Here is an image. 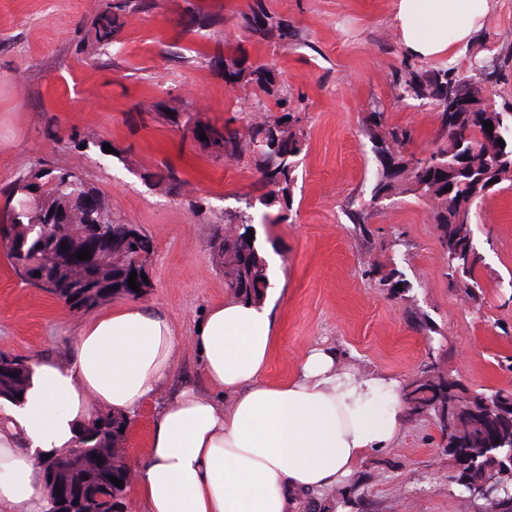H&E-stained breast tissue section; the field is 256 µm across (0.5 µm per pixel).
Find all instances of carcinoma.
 Returning <instances> with one entry per match:
<instances>
[{
	"label": "carcinoma",
	"mask_w": 512,
	"mask_h": 512,
	"mask_svg": "<svg viewBox=\"0 0 512 512\" xmlns=\"http://www.w3.org/2000/svg\"><path fill=\"white\" fill-rule=\"evenodd\" d=\"M162 0H103L86 34L78 41L80 53H92L94 63L107 66L119 52L120 34L130 14L148 15L161 7ZM224 22V17L196 3L189 4L181 38L194 37L206 28ZM238 29L244 34L273 44L297 40L290 22L269 12L266 0H249L247 10L237 15ZM484 58L468 65L442 64L427 68L412 60L401 61L392 75L393 97L398 102L417 101L432 105L440 118L438 143L424 157L405 152L412 139L401 126H388L384 108L371 107L366 126L377 161L368 206L377 208L385 200L400 194L436 203L433 220L437 239L446 258L448 287L462 288L479 298L478 273L484 267L475 242L473 207L487 194L512 182V105L497 106L485 94L496 86L503 71L512 67V55L480 40ZM167 54L176 61L203 59L217 65L224 79L240 84L259 112L269 116L245 130H226L202 125L191 112L164 114L166 121L192 133L209 149L214 162L254 157L258 177L250 200L238 212H224L222 222L211 228L210 246L217 265L224 273L228 292L244 300H260L269 285L265 259L248 230L255 224L260 207L290 204L295 183L297 157L301 153L304 129L299 112L304 97L276 79L273 66L252 63L235 53L218 50L213 54L194 51L190 45H169ZM500 127L504 146L486 148L481 137L484 123ZM148 177L156 180L167 195H182L184 181L176 166L161 163ZM451 187L446 192L444 188ZM10 223L0 229L8 239V256L15 275L24 283L43 289L75 309H90L113 295L132 300L143 297L151 282H138V290L128 283L137 262L135 251H118L92 240V226L108 224L107 238H125L128 224L113 217L112 209L101 193L75 172L43 166L18 177L6 196ZM57 216L40 236L30 233L34 224H46ZM347 216L363 238L372 231L366 208H351ZM65 240L79 251L91 253L88 260L71 262L57 255L51 243ZM38 260L52 276L42 280L34 275L32 260ZM364 276L387 298L398 299L408 290L402 271L394 267L385 275L376 265L364 270ZM29 365L19 357L0 354V398L16 402L28 377ZM401 401L409 424L432 422L441 433L446 455L459 481H477L486 474L503 472L504 456L512 451V388L479 391L457 378L448 376L440 366V352H429V361L404 383ZM129 418L112 413L109 420L95 417L82 430L79 442L85 455L101 458L93 468L70 462L59 479L85 489L90 496L71 511L48 501L46 512H124L123 489L109 480L112 459L102 449L120 447L121 429Z\"/></svg>",
	"instance_id": "carcinoma-1"
}]
</instances>
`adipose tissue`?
I'll return each instance as SVG.
<instances>
[{"label": "adipose tissue", "instance_id": "obj_1", "mask_svg": "<svg viewBox=\"0 0 512 512\" xmlns=\"http://www.w3.org/2000/svg\"><path fill=\"white\" fill-rule=\"evenodd\" d=\"M492 0H394L400 43L420 59L455 61L483 29ZM190 341L198 382L172 387L182 338L138 304L79 326L69 362L40 355L19 402L0 403V512H44L41 464L75 446L96 410L133 415L166 396L147 451L131 455L140 512H293L325 495L372 454L395 447L403 382L360 373L317 345L286 382L267 380L272 300L228 295Z\"/></svg>", "mask_w": 512, "mask_h": 512}]
</instances>
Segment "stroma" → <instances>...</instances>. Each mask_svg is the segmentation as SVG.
Instances as JSON below:
<instances>
[{
  "label": "stroma",
  "instance_id": "1",
  "mask_svg": "<svg viewBox=\"0 0 512 512\" xmlns=\"http://www.w3.org/2000/svg\"><path fill=\"white\" fill-rule=\"evenodd\" d=\"M204 2L224 22L198 39L200 49L212 52L224 42L250 60L272 63L279 79L305 97L292 220L255 227L270 277L282 280L268 380H288L317 344L335 347L359 371L404 379L434 346L443 351V370L469 387L512 388V371L498 365L512 357V334L503 332L512 327V185L473 211L486 262L476 300L448 287L432 203L397 198L371 215L368 242L345 215L349 201L369 198L375 163L365 123L373 102L383 103L387 124L412 130L410 152L425 156L437 145V113L392 98L391 74L404 56L393 0H268L270 11L299 33V43L281 46L239 36L233 19L248 0ZM98 6L99 0H0V192L42 164L82 173L114 212L150 236L151 286L140 303L164 311L187 340L204 310L227 294L211 255L209 222L252 189L255 162L215 163L190 133L138 105L185 109L205 125L231 118L242 124L255 114L219 69L167 60L186 0H164L152 16H129L113 67L76 53ZM50 115L58 121L53 133L45 125ZM83 130L95 132L98 145L70 148V132ZM110 145L122 157L107 153ZM165 159L179 169L189 198L147 184L146 173ZM398 234L408 242L393 255L410 285L402 300L385 298L363 275L379 257L377 245ZM126 303L115 296L93 309L70 308L21 282L0 249V353L67 358L80 323ZM416 309L433 331L413 324ZM439 442L432 422L408 424L395 448L369 456L359 468L368 481L358 512H478Z\"/></svg>",
  "mask_w": 512,
  "mask_h": 512
}]
</instances>
